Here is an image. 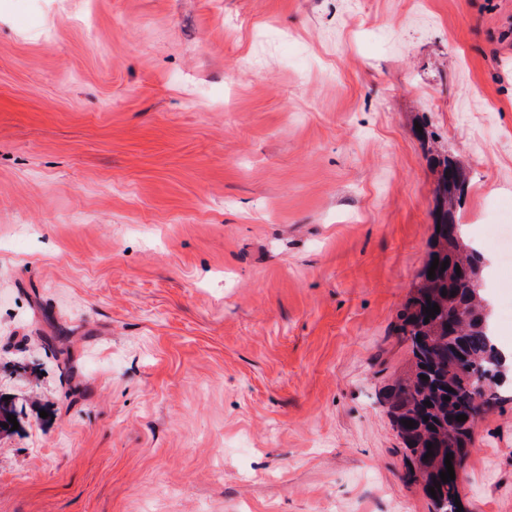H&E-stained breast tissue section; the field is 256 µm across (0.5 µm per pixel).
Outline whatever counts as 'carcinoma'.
Returning <instances> with one entry per match:
<instances>
[{"label": "carcinoma", "instance_id": "cac0c4a2", "mask_svg": "<svg viewBox=\"0 0 512 512\" xmlns=\"http://www.w3.org/2000/svg\"><path fill=\"white\" fill-rule=\"evenodd\" d=\"M434 225L440 230L432 234L429 261L419 273L401 315L399 332L412 343L413 362L410 370L387 388L385 400L393 425L402 438L412 465L408 468L409 482L421 486L430 502L440 501L443 512H457L455 500L460 498L453 482H443L446 454L468 457L473 444L475 426L458 421L467 413L476 394H481L489 407L502 401L507 386L497 382L493 362L500 354L495 342L492 316L487 327H481L484 302L482 290L485 266L477 263L480 250L469 240L464 225L454 213L448 212V182L439 177L435 190ZM449 262L435 277L428 278L434 259ZM455 295H449V292ZM439 306L435 317H428V304ZM454 306L457 338L448 334V307ZM425 345H420L417 336ZM428 379H421V375ZM450 400H444V397ZM431 405H425V402ZM415 422L409 429L403 421ZM432 447H427V444ZM432 456H427L428 452ZM436 495H431L428 488Z\"/></svg>", "mask_w": 512, "mask_h": 512}]
</instances>
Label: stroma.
Listing matches in <instances>:
<instances>
[{
	"mask_svg": "<svg viewBox=\"0 0 512 512\" xmlns=\"http://www.w3.org/2000/svg\"><path fill=\"white\" fill-rule=\"evenodd\" d=\"M440 153L481 242L512 0H0V512H432L383 392Z\"/></svg>",
	"mask_w": 512,
	"mask_h": 512,
	"instance_id": "stroma-1",
	"label": "stroma"
}]
</instances>
